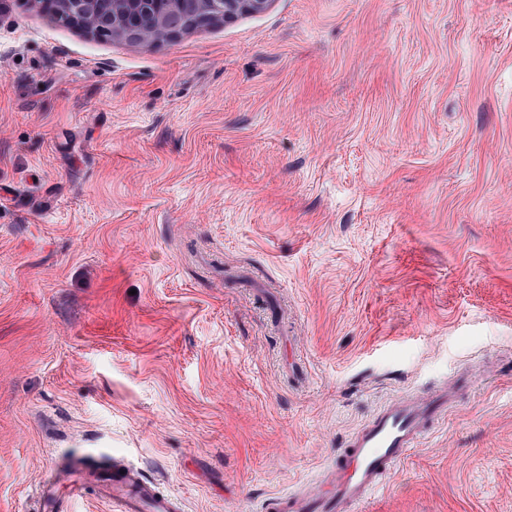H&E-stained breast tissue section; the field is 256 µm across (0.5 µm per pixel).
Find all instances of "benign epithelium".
<instances>
[{"mask_svg":"<svg viewBox=\"0 0 512 512\" xmlns=\"http://www.w3.org/2000/svg\"><path fill=\"white\" fill-rule=\"evenodd\" d=\"M52 20L72 23L98 35L109 26L112 37L157 45L174 39L181 27L180 15L195 16L194 27L230 23L243 15L264 12L272 0H36Z\"/></svg>","mask_w":512,"mask_h":512,"instance_id":"obj_1","label":"benign epithelium"}]
</instances>
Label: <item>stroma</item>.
<instances>
[{
	"label": "stroma",
	"instance_id": "35a3bbf8",
	"mask_svg": "<svg viewBox=\"0 0 512 512\" xmlns=\"http://www.w3.org/2000/svg\"><path fill=\"white\" fill-rule=\"evenodd\" d=\"M512 512V0H272L147 46L0 0V512L75 456L182 512ZM455 400L456 390L447 388L424 399L402 396L390 401L346 440L321 486L269 499L265 512L362 511Z\"/></svg>",
	"mask_w": 512,
	"mask_h": 512
}]
</instances>
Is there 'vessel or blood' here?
<instances>
[{"instance_id":"b4317fda","label":"vessel or blood","mask_w":512,"mask_h":512,"mask_svg":"<svg viewBox=\"0 0 512 512\" xmlns=\"http://www.w3.org/2000/svg\"><path fill=\"white\" fill-rule=\"evenodd\" d=\"M455 400V390L447 388L424 399L402 396L390 401L346 440L321 486L269 499L265 512H361ZM85 484V476L76 474L68 481L63 500H47L46 512H71L69 505L84 496ZM101 485L121 512L180 510L175 496L158 493L129 466L113 470Z\"/></svg>"}]
</instances>
